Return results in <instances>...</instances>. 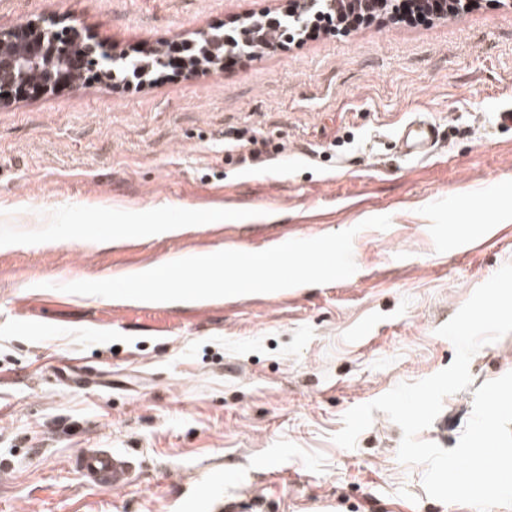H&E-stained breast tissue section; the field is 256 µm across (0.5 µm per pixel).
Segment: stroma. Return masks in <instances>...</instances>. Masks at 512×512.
Listing matches in <instances>:
<instances>
[{
	"mask_svg": "<svg viewBox=\"0 0 512 512\" xmlns=\"http://www.w3.org/2000/svg\"><path fill=\"white\" fill-rule=\"evenodd\" d=\"M292 3L0 0V31L62 18L130 59ZM510 102L512 0H477L225 70L0 105V512H175L196 486L239 512H473L427 496L383 412L355 448L333 437L349 409L449 366L438 328L512 262V125L497 120ZM417 118L441 139L410 159L396 132ZM118 203L252 219L134 240L115 234ZM377 215L388 229H360ZM352 227L357 270L327 284L155 304L60 290L176 252ZM469 371L420 440L456 447L474 389L512 371V334ZM83 448L128 453L131 484L89 485Z\"/></svg>",
	"mask_w": 512,
	"mask_h": 512,
	"instance_id": "35a3bbf8",
	"label": "stroma"
}]
</instances>
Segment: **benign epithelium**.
<instances>
[{
	"instance_id": "obj_1",
	"label": "benign epithelium",
	"mask_w": 512,
	"mask_h": 512,
	"mask_svg": "<svg viewBox=\"0 0 512 512\" xmlns=\"http://www.w3.org/2000/svg\"><path fill=\"white\" fill-rule=\"evenodd\" d=\"M406 0H299V8L294 18L300 28H305L311 17L324 13H334L343 17L350 13L361 14L367 18L376 15H395L401 11ZM418 12L424 17L446 18L450 9H465L469 0H415ZM281 20L259 19L242 24L238 29L235 45L238 51L251 54V48L260 42V28L267 24L278 25ZM210 64L220 66L223 57L218 50L224 48L226 34L220 29L205 31L201 34ZM78 57L70 52L67 44L53 37L51 28L41 19H33L26 25L7 31H0V103L9 100L7 94L18 86L27 84L26 73L29 68L37 67L42 71L41 86L49 92L56 81L67 71L77 70Z\"/></svg>"
}]
</instances>
